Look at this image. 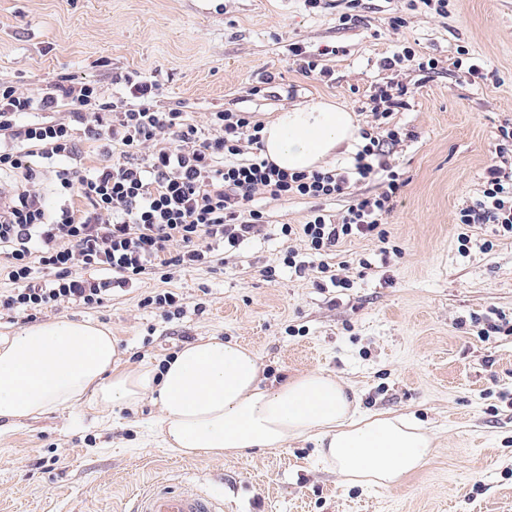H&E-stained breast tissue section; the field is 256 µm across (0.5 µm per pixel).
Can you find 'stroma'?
<instances>
[{
	"label": "stroma",
	"instance_id": "1",
	"mask_svg": "<svg viewBox=\"0 0 512 512\" xmlns=\"http://www.w3.org/2000/svg\"><path fill=\"white\" fill-rule=\"evenodd\" d=\"M0 0V83L38 94L65 77L120 97L117 75L163 86L157 105L205 125L228 109L266 121L294 104L332 100L374 124L370 99L403 85L391 123L414 131L383 161L407 180L383 225L386 242L357 237L325 258L329 274L298 277L286 254L309 260L284 224L321 208L336 215L378 194L382 176L317 201L256 193L263 226L223 264H204L168 283L145 276L114 289L104 306L62 302L28 319L0 313V336L58 319L92 320L119 342L124 362L163 363L216 336L251 347L265 385L309 370L336 376L362 410L410 414L432 435L434 454L392 488L347 484L312 443L253 448L224 459L171 455L151 401L137 410L50 412L0 422V512H128L132 496L159 480L185 482L224 499V512H512V335L478 333L512 319V239L481 248L485 225L458 224L488 166L500 125L512 123V0H453L447 14L408 0ZM405 18L400 28L392 17ZM300 43L331 73L305 76L289 53ZM466 47L495 72L473 83L456 66ZM437 59L429 72L386 70L403 48ZM469 254L458 250L461 232ZM274 276H267V269ZM344 287L333 286V279ZM181 314L141 306L164 291Z\"/></svg>",
	"mask_w": 512,
	"mask_h": 512
}]
</instances>
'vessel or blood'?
<instances>
[{
	"mask_svg": "<svg viewBox=\"0 0 512 512\" xmlns=\"http://www.w3.org/2000/svg\"><path fill=\"white\" fill-rule=\"evenodd\" d=\"M129 512H224V501L190 487L159 481L133 497Z\"/></svg>",
	"mask_w": 512,
	"mask_h": 512,
	"instance_id": "obj_1",
	"label": "vessel or blood"
}]
</instances>
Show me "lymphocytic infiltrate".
<instances>
[{
    "instance_id": "f902f5d3",
    "label": "lymphocytic infiltrate",
    "mask_w": 512,
    "mask_h": 512,
    "mask_svg": "<svg viewBox=\"0 0 512 512\" xmlns=\"http://www.w3.org/2000/svg\"><path fill=\"white\" fill-rule=\"evenodd\" d=\"M127 96L104 100L97 86L59 80L32 95L0 84V175L10 204L0 214V270L12 283L0 293V311H40L70 300L97 308L114 289L156 276L170 281L185 267L220 264L254 237L263 219L250 203L257 191L274 198L315 200L342 195L351 179L383 174V189L350 205L341 216L315 210L303 224H285L283 236L305 239L319 272L323 256L354 237L385 239L381 224L406 181L385 169V145L409 132L389 125L403 107L404 88L379 87L372 98L378 131L361 129L362 144L350 170L288 172L261 156L241 160L243 144L261 145V123L242 112L219 110L206 126L187 113L162 112L159 83L123 76ZM66 108L69 120L57 119ZM99 142L97 166L77 164L78 136ZM54 168L64 203L46 210L35 182ZM466 229L491 227L493 238L512 237V167L487 168L479 196L457 215ZM103 272L99 282L82 270Z\"/></svg>"
}]
</instances>
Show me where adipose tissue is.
I'll use <instances>...</instances> for the list:
<instances>
[{"label": "adipose tissue", "mask_w": 512, "mask_h": 512, "mask_svg": "<svg viewBox=\"0 0 512 512\" xmlns=\"http://www.w3.org/2000/svg\"><path fill=\"white\" fill-rule=\"evenodd\" d=\"M358 139L353 112L325 101L296 105L266 121L263 155L280 169L311 172ZM147 398L177 457H233L309 438L345 482L390 488L434 453L432 438L407 416L361 411L332 374L311 370L264 385L255 353L237 341L201 339L164 367L129 368L111 332L89 320L0 336V421L76 406L133 410Z\"/></svg>", "instance_id": "adipose-tissue-1"}]
</instances>
